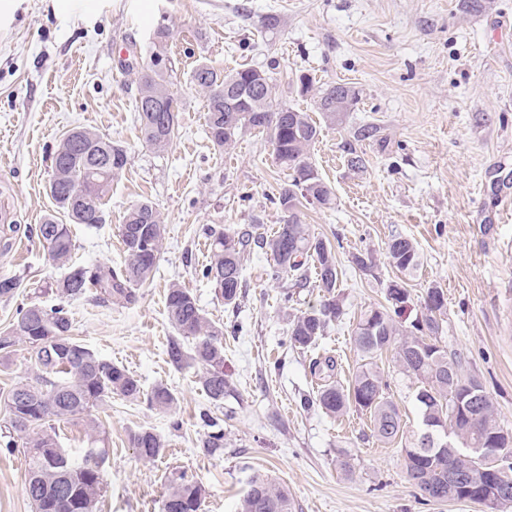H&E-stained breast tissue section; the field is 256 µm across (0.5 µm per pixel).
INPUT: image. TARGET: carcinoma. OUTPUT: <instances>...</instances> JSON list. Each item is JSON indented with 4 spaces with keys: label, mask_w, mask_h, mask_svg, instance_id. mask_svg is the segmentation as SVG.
Segmentation results:
<instances>
[{
    "label": "carcinoma",
    "mask_w": 512,
    "mask_h": 512,
    "mask_svg": "<svg viewBox=\"0 0 512 512\" xmlns=\"http://www.w3.org/2000/svg\"><path fill=\"white\" fill-rule=\"evenodd\" d=\"M170 36L165 26L154 32L153 51L141 68L137 112L144 141L158 152L165 151L179 126L181 103L168 87L169 59L165 43ZM257 71L243 67L228 73L206 64L192 75L195 86L207 94L206 133L220 149L230 147L240 134L254 130L268 136L279 166L288 171L277 198L287 213L272 236L247 231L234 237L212 233L210 260L202 277L215 288L216 297L227 307L238 306L243 282V258L254 246L266 248L274 264L269 277L281 283V300H293L295 289L305 286L309 270H315L323 299L294 317L288 328L291 345L300 350L315 346L329 324L344 315L336 294L340 271L333 247L302 222L304 203L333 204L334 193L309 161V148L320 133L308 113L276 102L272 84L257 98L247 91ZM345 103L336 111V98ZM357 102L355 89L343 84L319 90L316 107L324 121L343 120ZM128 163L127 150L111 139L85 128H75L59 141L52 166L59 180L50 188L55 207L68 219L64 224L53 214L29 229L47 249L49 260L68 272L56 281L60 298H83L88 294L107 302L131 305L139 290L153 279L161 251L164 225L158 210L148 201L130 206L119 227L126 258L122 265L70 264L75 249L69 225L94 228L103 223L105 197L112 178ZM387 258L400 276L386 290L388 305L370 307L360 314L354 344L359 364L349 386L328 377L318 387L311 403L329 416H340L350 408L369 415L373 435L384 443H398L404 453L406 477L418 490L421 501H470L496 510L512 503V463L503 468L481 458L480 448H496L512 458V434L501 427L497 409L482 382L465 374L462 359L448 355L438 345L439 320L447 311L444 291L427 290L421 315L404 325L399 317L409 294L407 278L418 271L421 257L416 243L395 236L387 243ZM15 276H0V298L10 299L20 288ZM167 317L175 335L170 337L167 356L172 365L202 366L200 382L214 403L224 402L229 388L224 378L223 328L211 323L188 289L174 284L166 294ZM72 321L64 304L46 308L32 304L19 312L16 321L0 331V351L10 353L16 341L32 348L34 378L12 387L9 395L19 401L8 405L9 440L5 447L23 440L26 449L24 491L35 512H97L104 493L102 465L106 450L92 410L117 395L129 401L169 411L177 403L171 388L159 383L146 391L124 367L106 360L70 336ZM192 341V347L186 341ZM394 351L400 371L417 382L416 401L420 426L405 430L398 406L388 396L389 383L375 358ZM84 422L88 446L76 459L59 441L56 424ZM139 457L161 456L165 441L155 432L142 429L131 435ZM247 492L237 512H295L288 489L269 473L254 470L247 478ZM205 489L192 474L176 471L168 478L161 512H200Z\"/></svg>",
    "instance_id": "carcinoma-1"
}]
</instances>
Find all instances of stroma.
I'll return each instance as SVG.
<instances>
[{"instance_id":"35a3bbf8","label":"stroma","mask_w":512,"mask_h":512,"mask_svg":"<svg viewBox=\"0 0 512 512\" xmlns=\"http://www.w3.org/2000/svg\"><path fill=\"white\" fill-rule=\"evenodd\" d=\"M169 28L170 88L181 102L178 132L166 151L142 139L136 97L139 65L148 62L157 26ZM205 63L229 72L269 71L277 99L320 122L310 160L335 191L328 208L305 205L301 217L337 244L345 313L314 349L288 341L290 315L318 305L309 280L293 302L267 271L273 260L253 250L243 260L238 309L225 307L199 271L210 230L257 227L272 235L283 222L276 203L284 172L267 135L241 134L217 150L205 134L206 97L192 73ZM313 79L300 91L299 74ZM345 83L358 100L342 123H323L318 91ZM374 128L360 140L358 127ZM85 127L128 152L96 228L72 225L77 263L120 264L119 227L126 209L149 201L166 225L157 271L132 305L87 296L61 301L52 266L28 227L54 212L48 192L52 156L63 134ZM363 158L347 162L348 148ZM512 0H17L0 23V210L21 233L0 250V275L20 278L0 299V330L22 308L66 304L72 335L84 347L132 372L144 388L164 383L177 404L161 412L115 396L95 409L107 451L99 512H160L172 471L193 473L206 493L201 512H236L254 469L292 493L296 512H487L472 502L421 504L404 472L400 445L373 436L366 414L334 418L303 406L321 382L312 364L332 358L334 377L349 384L360 360L354 328L362 311L386 302L397 272L386 258L391 236L412 238L422 265L407 303L419 315L430 287L442 288L447 312L441 346L460 355L493 398L512 432ZM371 251L372 272L353 264ZM190 289L206 317L224 328L223 403L211 402L192 364L173 367L166 349L174 331L165 298L172 284ZM377 364L407 428L418 425L417 383L391 354ZM34 375L30 347L17 341L0 362L3 398ZM224 446L200 442L211 427ZM159 434L165 454L138 457L130 438ZM350 460L346 477L341 459ZM23 448L0 446V512H34L24 490Z\"/></svg>"}]
</instances>
